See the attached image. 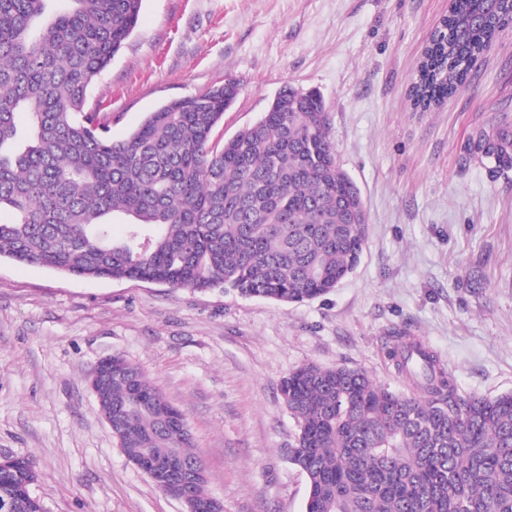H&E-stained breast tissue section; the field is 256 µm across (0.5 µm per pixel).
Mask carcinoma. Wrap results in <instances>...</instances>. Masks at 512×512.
I'll use <instances>...</instances> for the list:
<instances>
[{"label":"carcinoma","mask_w":512,"mask_h":512,"mask_svg":"<svg viewBox=\"0 0 512 512\" xmlns=\"http://www.w3.org/2000/svg\"><path fill=\"white\" fill-rule=\"evenodd\" d=\"M142 0H0V256L88 278L142 279L297 303L353 272L366 227L348 221L359 188L338 165L322 97L284 87L252 125L212 133L236 79L149 113L112 138L88 107L93 81L134 31ZM512 23V0H449L417 65L414 109L462 88ZM27 123H19V115ZM512 167V134L473 150ZM127 225L112 238L110 225ZM388 356L408 385L361 370L303 364L280 384L299 433L290 460L307 476L308 512H512V391L462 396L436 352L404 329ZM99 403L131 463L149 453L188 463L186 419L134 364L112 356ZM36 476L0 474L9 512H45Z\"/></svg>","instance_id":"cac0c4a2"}]
</instances>
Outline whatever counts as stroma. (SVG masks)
Segmentation results:
<instances>
[{"label":"stroma","instance_id":"1","mask_svg":"<svg viewBox=\"0 0 512 512\" xmlns=\"http://www.w3.org/2000/svg\"><path fill=\"white\" fill-rule=\"evenodd\" d=\"M448 0H142L89 107L121 139L167 102L238 80L224 141L279 90L318 91L336 160L369 216L354 271L277 304L0 257V454L31 459L46 512H185L118 448L87 375L119 354L184 414L224 512H305L298 433L280 393L312 362L403 390L386 338L407 329L461 394L512 391V170L470 151L512 132V25L437 111L408 98Z\"/></svg>","mask_w":512,"mask_h":512}]
</instances>
